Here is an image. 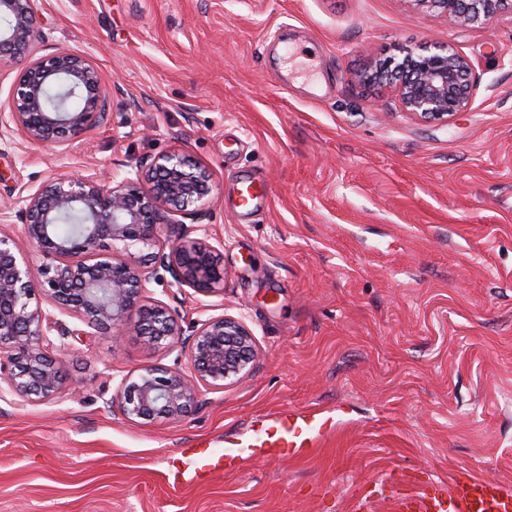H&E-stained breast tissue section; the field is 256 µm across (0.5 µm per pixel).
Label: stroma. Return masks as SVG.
<instances>
[{
  "instance_id": "obj_1",
  "label": "stroma",
  "mask_w": 512,
  "mask_h": 512,
  "mask_svg": "<svg viewBox=\"0 0 512 512\" xmlns=\"http://www.w3.org/2000/svg\"><path fill=\"white\" fill-rule=\"evenodd\" d=\"M45 51L89 58L109 119L72 147L0 134V232L20 192L57 174L122 180L181 150L213 184L205 240L224 290L150 279L194 321L243 318L250 373L204 391L182 422L125 420L110 401L187 351L86 334L63 317L56 399L0 392V512H392L409 485L470 470L512 486V17L451 26L409 0H35ZM452 43L473 63L448 124L396 109L369 60ZM267 201L234 209L241 184ZM334 429L292 456L243 453L221 474L170 473L177 448L221 450L281 412Z\"/></svg>"
}]
</instances>
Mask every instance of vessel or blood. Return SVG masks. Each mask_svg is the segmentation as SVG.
Here are the masks:
<instances>
[{
    "instance_id": "obj_1",
    "label": "vessel or blood",
    "mask_w": 512,
    "mask_h": 512,
    "mask_svg": "<svg viewBox=\"0 0 512 512\" xmlns=\"http://www.w3.org/2000/svg\"><path fill=\"white\" fill-rule=\"evenodd\" d=\"M268 193L266 183L247 182L238 195L237 206L243 212H251ZM328 426V419L322 417L293 419L284 416L278 419L275 432H262L255 442L257 447L273 448L283 454L304 447ZM190 453L202 468L213 474L224 471L233 462L228 453L201 444L191 448ZM400 512H512V487L486 476L462 473L452 483L435 482L403 499Z\"/></svg>"
}]
</instances>
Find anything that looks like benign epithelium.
Segmentation results:
<instances>
[{
	"instance_id": "benign-epithelium-1",
	"label": "benign epithelium",
	"mask_w": 512,
	"mask_h": 512,
	"mask_svg": "<svg viewBox=\"0 0 512 512\" xmlns=\"http://www.w3.org/2000/svg\"><path fill=\"white\" fill-rule=\"evenodd\" d=\"M34 0H0V56L24 58L9 111L0 129L21 133L33 145H70L107 122L108 93L97 67L69 50L40 55ZM425 14L445 17L459 29L488 28L512 14V0H409ZM365 84L393 87L402 111L430 123H448L468 107L474 87L469 58L448 43L374 60L359 73ZM57 86L81 106L53 110L45 90ZM209 172L178 150L150 158L146 170L119 182L98 174L51 177L21 198V223L29 249L0 233V390L29 402L57 398L66 377L50 353L48 333L75 316L99 334H129L147 349L180 343L179 316L156 305L134 316L150 275L163 270L180 288L202 295L224 288V257L201 238L164 237V229L189 219L197 224L211 199ZM71 211L85 216L74 236L60 239L51 226ZM112 243V251L102 250ZM42 257L44 279L29 271L31 253ZM42 296L51 310L32 306ZM257 356L254 336L242 319L222 315L195 322L191 371L143 365L122 379L115 403L125 419L152 424L179 422L201 389H222L249 372Z\"/></svg>"
}]
</instances>
